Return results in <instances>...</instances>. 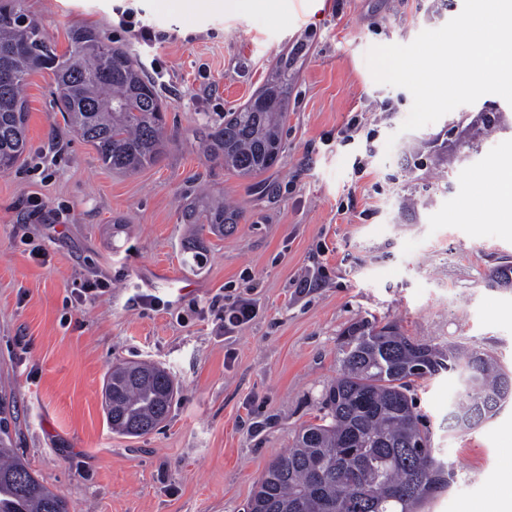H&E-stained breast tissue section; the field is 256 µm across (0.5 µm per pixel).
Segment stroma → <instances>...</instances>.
<instances>
[{
    "instance_id": "35a3bbf8",
    "label": "stroma",
    "mask_w": 512,
    "mask_h": 512,
    "mask_svg": "<svg viewBox=\"0 0 512 512\" xmlns=\"http://www.w3.org/2000/svg\"><path fill=\"white\" fill-rule=\"evenodd\" d=\"M464 0H281L273 12L164 0H22L44 38L94 28L128 50L162 94L172 142L155 165L108 170L64 126L48 71L28 79L27 158L0 172V395L12 446L70 512H244L270 462L321 413L353 321L398 323L417 340L492 353L512 372V290L487 287L512 263L501 217L467 224L474 179L512 163V128L479 144L449 136L495 94L401 132L409 91L376 83L375 45L407 44ZM161 32L130 42L118 13ZM278 163L238 178L201 148L209 124L243 106L297 44ZM243 218L194 241L183 221L198 191ZM253 282L255 314L224 329V297ZM150 360L178 394L143 437L112 433L103 381ZM457 374L411 394L438 459L455 474L423 512H461L500 469L512 400L468 429L448 426Z\"/></svg>"
}]
</instances>
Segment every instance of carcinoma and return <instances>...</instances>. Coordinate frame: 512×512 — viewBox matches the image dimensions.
<instances>
[{"label":"carcinoma","mask_w":512,"mask_h":512,"mask_svg":"<svg viewBox=\"0 0 512 512\" xmlns=\"http://www.w3.org/2000/svg\"><path fill=\"white\" fill-rule=\"evenodd\" d=\"M63 54L41 34L37 19L0 0V171L20 162L28 120L24 87L39 70L61 86L55 102L64 123L94 148L102 164L137 172L157 163L169 136L155 84L125 50L104 42L92 28L70 31ZM293 59L280 61L259 90L269 104L248 103L224 113L203 140L205 153L241 179H256L282 153ZM185 223L222 237L242 213L207 196L194 198ZM339 375L322 394L323 415L304 426L292 448L268 466L250 500L251 512H420L445 491L453 472L435 456L429 431L415 411L411 387L444 371L466 374L459 396L466 411L495 393L512 375L481 350L465 354L407 336L395 323H351L337 344ZM175 397L168 372L151 361L115 365L104 385L112 432L139 437L168 416ZM0 512H70L68 502L46 486L11 448L0 428Z\"/></svg>","instance_id":"obj_1"}]
</instances>
